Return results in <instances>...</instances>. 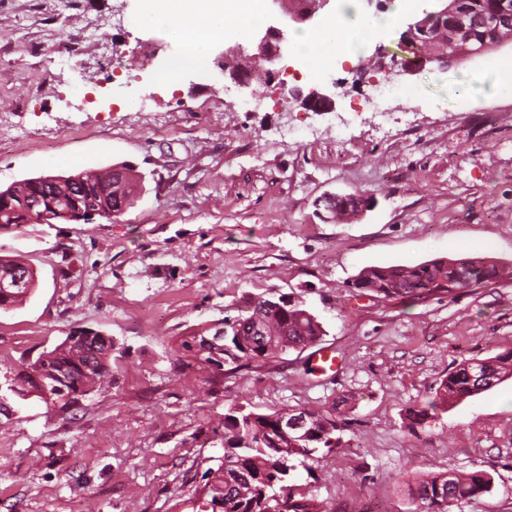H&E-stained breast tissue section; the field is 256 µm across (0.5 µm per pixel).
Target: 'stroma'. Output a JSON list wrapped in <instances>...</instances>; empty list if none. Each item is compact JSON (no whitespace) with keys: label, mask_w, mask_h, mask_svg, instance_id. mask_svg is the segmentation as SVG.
Instances as JSON below:
<instances>
[{"label":"stroma","mask_w":512,"mask_h":512,"mask_svg":"<svg viewBox=\"0 0 512 512\" xmlns=\"http://www.w3.org/2000/svg\"><path fill=\"white\" fill-rule=\"evenodd\" d=\"M428 5L328 0L314 20L285 28L283 65L302 35L334 23L349 55L306 95L341 84L334 111L280 102L281 85L223 82L218 48L206 67L159 80L176 52L166 31L135 23L142 0H0V188L37 176L132 166L143 188L124 213L94 224H31L0 233V255L30 264L35 291L0 312V386L21 361L67 334L109 336L112 382L70 413L9 397L0 414V512H174L224 450L213 429L232 407L339 412L341 443L316 467L329 512H410L406 485L448 469L490 471L494 484L462 512H512V377L408 429L409 407L432 397L468 359L512 348V278L454 298L381 301L350 282L364 267L486 257L512 267V74L489 55L443 69L428 62L390 82L393 116L354 117L345 141L336 114L364 100L379 54ZM380 28H358L359 16ZM100 26L115 58L136 69L150 109L107 75L86 36ZM86 94L67 104L72 85ZM426 109H419V102ZM297 125L290 140L289 125ZM371 191L350 223L324 198ZM301 298L326 331L318 348L342 367L322 373L316 348L216 373L177 351L182 337L235 315L247 294Z\"/></svg>","instance_id":"35a3bbf8"}]
</instances>
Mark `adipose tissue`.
Masks as SVG:
<instances>
[{"label": "adipose tissue", "mask_w": 512, "mask_h": 512, "mask_svg": "<svg viewBox=\"0 0 512 512\" xmlns=\"http://www.w3.org/2000/svg\"><path fill=\"white\" fill-rule=\"evenodd\" d=\"M259 10L258 0H237L227 8L224 0H144L141 14L153 25L178 35L183 53L174 59L173 70L204 65V48L224 38V15L232 13L238 30H247Z\"/></svg>", "instance_id": "ef3b65f1"}]
</instances>
